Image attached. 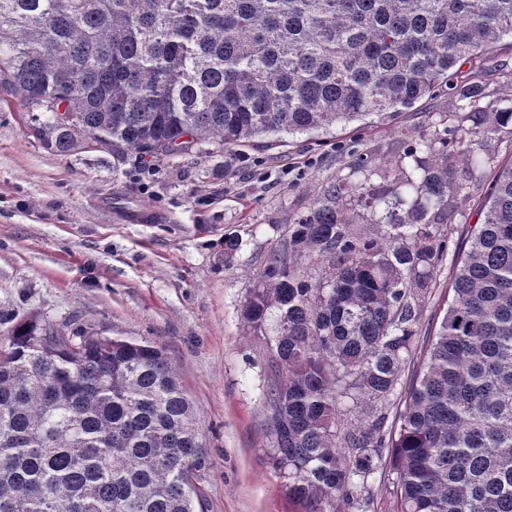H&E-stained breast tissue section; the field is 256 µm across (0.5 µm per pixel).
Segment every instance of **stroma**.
<instances>
[{
  "mask_svg": "<svg viewBox=\"0 0 512 512\" xmlns=\"http://www.w3.org/2000/svg\"><path fill=\"white\" fill-rule=\"evenodd\" d=\"M477 109L494 111L512 97V42L481 63ZM455 91L442 87L414 109L371 126L336 128L316 142L283 137L230 157L204 146L190 157L139 165L83 144L61 156L35 132L20 101L0 99V337L3 321L30 315L62 324L80 319L107 336L162 345L191 397L208 446L205 512H300L273 468L264 425L268 374L263 337L249 332L240 310L284 226L306 214L330 184L356 228L372 214L353 192L364 175L352 153L388 162L403 156V131L433 134L459 122ZM512 161V129L484 144L482 177L469 181L447 223L430 293L421 298L414 359L399 397L368 405L365 421L397 423L425 346L446 310L454 263L487 203L488 184ZM240 246L225 254L224 240Z\"/></svg>",
  "mask_w": 512,
  "mask_h": 512,
  "instance_id": "stroma-1",
  "label": "stroma"
}]
</instances>
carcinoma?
<instances>
[{
  "label": "carcinoma",
  "instance_id": "obj_1",
  "mask_svg": "<svg viewBox=\"0 0 512 512\" xmlns=\"http://www.w3.org/2000/svg\"><path fill=\"white\" fill-rule=\"evenodd\" d=\"M512 39V0H0V91L55 152L77 138L140 160L232 155L412 108ZM512 98L450 135L411 137L402 195L364 177L381 227L356 231L334 184L291 220L242 305L266 338L271 461L302 512L361 507L392 449L396 512H512V161L454 268L453 298L398 426L343 415L396 395L419 300L443 253L434 226L482 166ZM320 266L314 277L310 264ZM209 460L164 349L78 322H16L0 346V512H204Z\"/></svg>",
  "mask_w": 512,
  "mask_h": 512
}]
</instances>
